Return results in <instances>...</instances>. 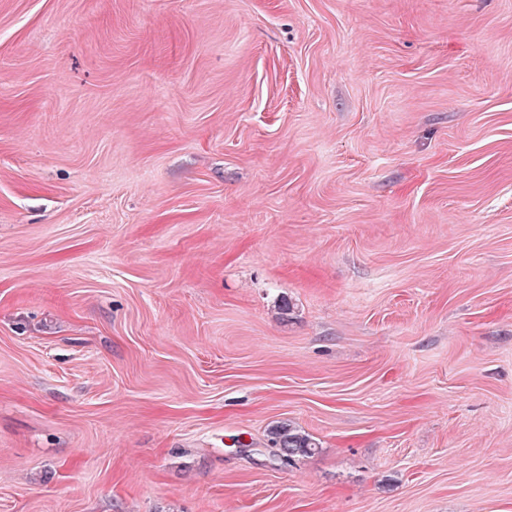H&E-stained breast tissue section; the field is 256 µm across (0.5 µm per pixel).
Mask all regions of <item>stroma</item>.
Wrapping results in <instances>:
<instances>
[{
    "mask_svg": "<svg viewBox=\"0 0 512 512\" xmlns=\"http://www.w3.org/2000/svg\"><path fill=\"white\" fill-rule=\"evenodd\" d=\"M0 512H512V0H0ZM270 443L276 449L274 456L288 465L296 459L313 455L318 449V443L309 434L288 422L271 430Z\"/></svg>",
    "mask_w": 512,
    "mask_h": 512,
    "instance_id": "35a3bbf8",
    "label": "stroma"
}]
</instances>
